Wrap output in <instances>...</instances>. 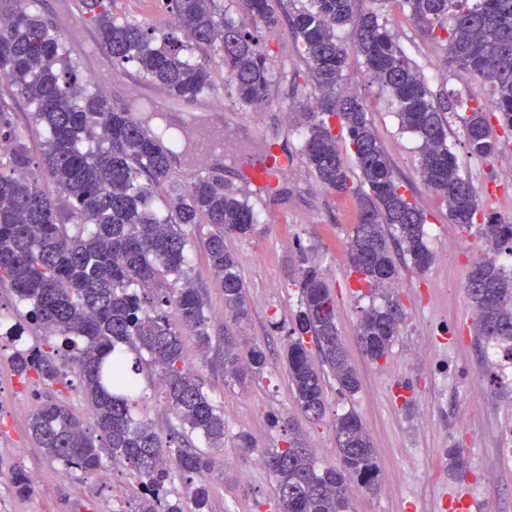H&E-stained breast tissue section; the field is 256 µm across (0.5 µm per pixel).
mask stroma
I'll list each match as a JSON object with an SVG mask.
<instances>
[{
    "mask_svg": "<svg viewBox=\"0 0 512 512\" xmlns=\"http://www.w3.org/2000/svg\"><path fill=\"white\" fill-rule=\"evenodd\" d=\"M111 10L120 19L164 28L172 23L161 0H112ZM381 15L432 92L488 99L487 83L461 79L444 67L442 47L421 32L399 0H389ZM339 35L350 46L343 85L365 101L397 177L427 213L425 230L434 262L421 275L410 261L399 262V278L390 294L399 298L405 313L402 334L386 359H366L356 344V327L363 311L382 306L386 295L362 294L346 264L344 244L357 222L356 199L326 191L298 152L301 129L289 114L294 102L313 91L307 75H300L293 85L272 81L269 104L243 112L225 98L221 61L213 59L216 72L210 95L222 109L212 118L233 132L235 148L212 158L207 172L221 178L225 191L248 197L259 223L253 237L226 240L247 286L251 309L245 324L225 316L224 295L215 285L201 244H194L189 253V275L205 296L213 348L200 355L193 337H186V365L213 403L223 407L227 429L220 454L224 475L211 481L209 512H275V481L266 467L256 466L257 450L285 447L296 435L314 449L319 466L336 464L334 421L351 410L372 438L381 480L391 479L397 485L392 493L354 489L352 512H410L412 502L437 504L438 512H512V457L501 446L503 433L512 431V376L487 365L488 343L473 333L472 311L462 288L472 253L481 247L478 233L449 223L444 203L419 177V139L400 130L393 105L370 83L361 57L352 49V32L343 29ZM107 96L114 104L133 108L152 104L172 129L187 123L185 113L167 99L164 89L138 83L134 72L113 77ZM462 141V124L451 119L448 142L462 175L472 182L485 210L512 219V180L503 176L497 161L467 155ZM263 143L273 144L288 157L274 192L257 191L241 176L245 160H259L255 148ZM459 239L468 240L469 249L449 253V245ZM300 246L319 265L336 295L339 327L360 378V388L350 398L340 396L333 378H326L327 412L318 423L295 406L283 363L300 300L289 278L288 261ZM26 312L9 286L0 284V316L25 325L21 344L0 335V512H132L136 482L123 462L104 459L108 478L103 481L95 472L64 471L33 440L29 419L43 400L62 401L84 419L90 411L69 366H62L55 383L33 384L14 372L11 358L17 346L44 343L42 331L28 324ZM228 335L269 349L268 368L247 386L224 375ZM137 399L138 418L153 422L164 434L174 428L155 377L142 376ZM425 414L430 417L426 425L421 422ZM242 432L251 436L254 451L239 448ZM450 448L460 449L469 462L465 479H456L446 466ZM16 468L36 476L31 493H18L7 481V474ZM490 472L495 481H486ZM461 486L466 489L462 496L457 493Z\"/></svg>",
    "mask_w": 512,
    "mask_h": 512,
    "instance_id": "35a3bbf8",
    "label": "stroma"
}]
</instances>
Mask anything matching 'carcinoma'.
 Instances as JSON below:
<instances>
[{
	"mask_svg": "<svg viewBox=\"0 0 512 512\" xmlns=\"http://www.w3.org/2000/svg\"><path fill=\"white\" fill-rule=\"evenodd\" d=\"M83 17L94 27L95 49L115 74L133 62L148 83L178 101H195L212 87L211 59L224 60L225 83L239 107L257 110L269 103L272 78L265 39L286 18L296 52L306 63L317 91L297 113L304 128L299 153L321 186L357 197L358 223L345 244L350 273L359 285L379 290L395 281L398 269L391 244L409 256L414 268L428 270L434 256L426 243L428 215L402 190L364 104L342 90L347 50L338 32L351 27L357 53L378 89L396 104L400 129L420 140L419 174L442 199L448 220L468 231L479 227L485 249L481 276L465 279L475 335L512 342V275L497 254L512 251V224L486 212L469 180L460 173L448 146L447 115L461 101L435 100L424 78L380 21L390 0H370L357 14L354 0H300L284 13L272 0H166L174 25L120 21L107 4L82 0ZM432 41L443 45L444 63L466 79L489 84V102L458 116L468 153L492 159L501 153L498 130L512 131V0H402ZM241 4L252 29L235 19ZM278 59V78L295 82L298 71L288 55ZM65 29L27 10L21 0H0V140L11 144L0 171V281H6L29 318L57 345L16 351L14 371L43 381L60 374L55 354L77 368L93 421L87 423L58 400H47L30 419L32 436L44 455L71 470L92 472L103 456L122 460L138 480L134 512H208L209 475L223 468L219 458L191 444L202 436L212 449L224 444V409L213 404L185 367L183 336L196 337L206 352L209 333L205 302L188 276L192 241L185 227L201 225L202 246L224 293V310L237 323L248 320L245 283L228 237L257 232L254 206L224 191L220 180L195 175L188 187L169 196L159 210L155 189L172 178L173 148L191 152L187 131L175 147L153 132L149 119L130 107H115L104 96L100 78L79 76ZM19 96L45 139L34 162L24 136L12 125L8 100ZM353 164H348L343 143ZM55 182V200L38 185L40 173ZM300 309L289 334L284 363L294 404L312 422L326 414L321 365L347 397L359 389L358 373L338 327L336 298L306 259L291 269ZM174 308L178 322L162 311ZM404 312L386 298L366 311L357 327L361 352L378 362L388 357L401 334ZM269 365L254 343L240 347L224 339V373L240 384ZM158 372L165 401L180 429L168 438L132 416L138 375ZM339 463L317 467L312 449L296 438L285 448H266L265 466L275 477L278 512H351V488L379 490V467L372 440L353 412L334 422ZM186 497H169L174 477Z\"/></svg>",
	"mask_w": 512,
	"mask_h": 512,
	"instance_id": "obj_1",
	"label": "carcinoma"
}]
</instances>
